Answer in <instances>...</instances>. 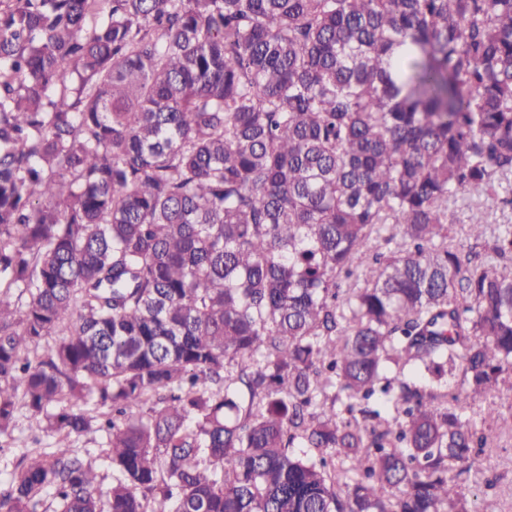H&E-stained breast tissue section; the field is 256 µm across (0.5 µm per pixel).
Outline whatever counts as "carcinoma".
I'll return each instance as SVG.
<instances>
[{"label": "carcinoma", "mask_w": 512, "mask_h": 512, "mask_svg": "<svg viewBox=\"0 0 512 512\" xmlns=\"http://www.w3.org/2000/svg\"><path fill=\"white\" fill-rule=\"evenodd\" d=\"M508 175L512 0H0V436L58 437L0 509L476 512ZM452 218L451 236L454 237L455 242L470 245L475 242L473 239H465L464 228L467 224H473L479 218H482L484 224H512V209L491 200L477 199L464 194L458 198L453 208ZM107 438L102 432H91L83 436L77 437L70 441V448L78 450L82 455H86L89 451L92 458L96 462V467L101 476H104V484L112 483V470L108 468L104 461L103 451L107 448Z\"/></svg>", "instance_id": "obj_1"}]
</instances>
